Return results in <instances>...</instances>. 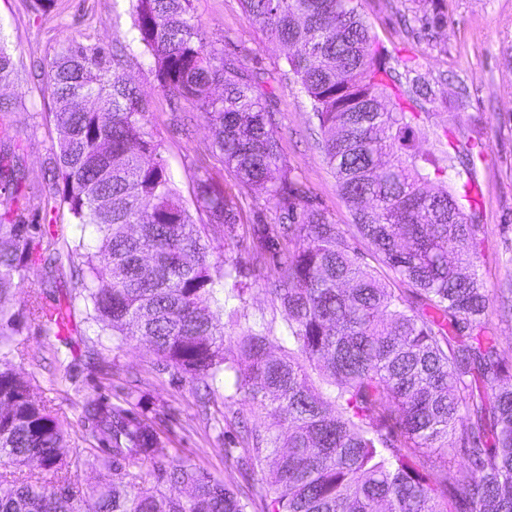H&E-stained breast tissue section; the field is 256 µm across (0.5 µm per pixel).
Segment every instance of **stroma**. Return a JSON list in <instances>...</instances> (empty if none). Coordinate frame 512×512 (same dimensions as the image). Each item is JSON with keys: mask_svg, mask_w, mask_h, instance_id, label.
<instances>
[{"mask_svg": "<svg viewBox=\"0 0 512 512\" xmlns=\"http://www.w3.org/2000/svg\"><path fill=\"white\" fill-rule=\"evenodd\" d=\"M359 7L387 50L390 66L399 72L404 61H414L435 92L434 102L425 104L417 120L424 133L420 149L435 148L444 134L449 151L474 144L485 151L472 173L452 170L448 181L455 190L468 185L475 192L480 240L475 265L496 309L491 331L502 357L512 363V0H360ZM435 8L445 16L444 27L434 33L422 30L420 17ZM192 9L209 39L225 45L237 65L266 73L283 162L304 184L313 204L339 224L359 256L374 263L372 249L353 235V212L318 145L309 100L286 65L284 47L267 39L240 0H192ZM129 10V0H54L47 11L39 8L38 0H0V43L11 50L17 65L10 81L0 84V98L10 103L0 112V150L19 156L31 175L25 195L0 191V214L20 207L26 194L41 191L53 175L56 134L49 119L53 104L48 61L71 40L105 46L119 41L126 54L125 76L148 100L151 127L183 201L193 202L195 177L205 166L242 209L239 224L205 226L214 259L237 266L252 284L241 314L282 329L288 315L268 291L272 267L254 265L259 243L251 230L259 220L276 224L279 210L275 203L255 199L222 166L202 114L182 123L188 105L160 89L131 27ZM39 281L35 273L30 282L13 288L6 306L26 319L28 299ZM19 342L25 356L16 366L33 377V397L52 401L70 425H77L86 401L135 389L142 411L169 447L250 494L251 512H263L261 473L244 472L235 458L243 453L242 427L263 426L264 416L242 396L226 399L223 381L204 389L163 369L143 342L122 344L104 336L94 349L79 342L69 348L41 336L27 319Z\"/></svg>", "mask_w": 512, "mask_h": 512, "instance_id": "35a3bbf8", "label": "stroma"}]
</instances>
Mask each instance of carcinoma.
I'll return each mask as SVG.
<instances>
[{
    "label": "carcinoma",
    "instance_id": "cac0c4a2",
    "mask_svg": "<svg viewBox=\"0 0 512 512\" xmlns=\"http://www.w3.org/2000/svg\"><path fill=\"white\" fill-rule=\"evenodd\" d=\"M307 95L322 148L356 232L410 285L358 260L343 232L288 170L261 72L244 73L207 41L192 0H130L132 28L162 90L191 100L214 153L256 197L280 205L274 234L255 233L272 259L269 292L288 312L285 334L254 321L225 347L222 315L246 302L237 267L210 260L204 225L239 224L237 202L205 170L194 208L161 159L148 102L124 76L123 50L69 41L46 72L57 134L54 182L0 214V298L43 272L63 301L34 294L29 320L45 336L77 322L124 342L139 338L165 367L209 385L223 377L272 422L250 431L243 465L259 469L267 512H512V366L489 331L467 196L448 190V152H423L415 120L429 83L402 84L358 0H242ZM279 177H274L276 171ZM29 181L0 155V187ZM67 208L95 228L59 246L30 215ZM153 245L151 262L142 245ZM83 268L65 280L76 256ZM23 326L0 303V512H250V496L177 457L129 392L82 407L72 456L65 419L31 396L15 359ZM319 372L315 381L307 366ZM466 457L436 471L427 450ZM84 469L81 484L72 473Z\"/></svg>",
    "mask_w": 512,
    "mask_h": 512
}]
</instances>
